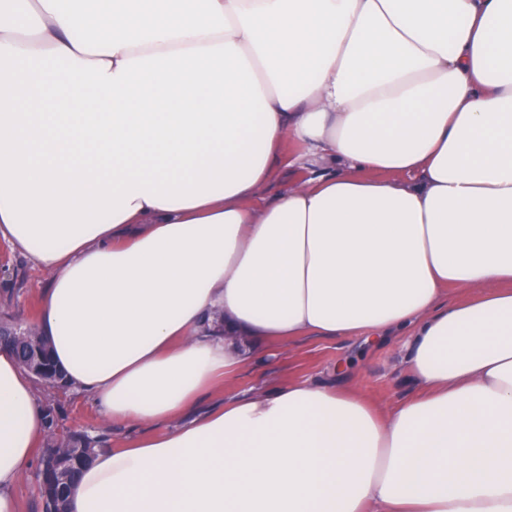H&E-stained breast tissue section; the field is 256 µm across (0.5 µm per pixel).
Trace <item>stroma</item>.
Returning <instances> with one entry per match:
<instances>
[{"mask_svg":"<svg viewBox=\"0 0 512 512\" xmlns=\"http://www.w3.org/2000/svg\"><path fill=\"white\" fill-rule=\"evenodd\" d=\"M46 281V274L32 266L25 256L7 242H0V319L9 318L21 324L33 320ZM348 360L354 363L355 388L378 404H390L414 390L413 382L398 365L395 346H373L352 336L313 338L286 352L275 343L259 345L255 359L222 387L221 394L250 396L273 383L325 379ZM35 391L43 407L57 415L58 436L84 430L100 437L102 447L112 449L123 447L142 432L136 424L106 423L88 396L40 385Z\"/></svg>","mask_w":512,"mask_h":512,"instance_id":"obj_1","label":"stroma"}]
</instances>
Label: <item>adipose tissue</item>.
<instances>
[{
	"mask_svg": "<svg viewBox=\"0 0 512 512\" xmlns=\"http://www.w3.org/2000/svg\"><path fill=\"white\" fill-rule=\"evenodd\" d=\"M289 141L329 171L256 204ZM0 240L68 386L147 429L69 512H512V0H0ZM357 334L412 398L196 410L248 340ZM45 433L0 346V512Z\"/></svg>",
	"mask_w": 512,
	"mask_h": 512,
	"instance_id": "1",
	"label": "adipose tissue"
}]
</instances>
